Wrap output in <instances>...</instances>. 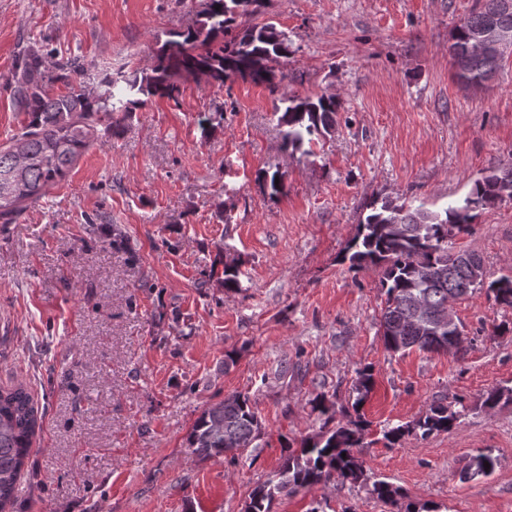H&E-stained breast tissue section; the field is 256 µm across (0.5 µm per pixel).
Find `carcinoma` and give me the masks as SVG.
<instances>
[{
  "instance_id": "obj_1",
  "label": "carcinoma",
  "mask_w": 512,
  "mask_h": 512,
  "mask_svg": "<svg viewBox=\"0 0 512 512\" xmlns=\"http://www.w3.org/2000/svg\"><path fill=\"white\" fill-rule=\"evenodd\" d=\"M259 0H205L198 26L175 32L155 53L150 72L140 78L102 81L105 90L94 98L69 82L78 73L76 62H56L49 71L43 56L27 51L19 56L13 81L16 102L27 114L21 134L0 146V222L11 224L47 191L60 183L71 167L97 139L98 126L117 112L128 113L142 103L138 96L174 99L178 79L204 76L224 82L232 76L267 83L275 88L285 79L270 63L288 57L287 34L272 22L252 24L250 6ZM494 25L512 31V9L502 0H478L475 10L457 25L448 47L450 56L467 52L473 31ZM494 55H472L467 69L455 77L467 88H479L499 67ZM58 82L66 91H55ZM280 121L288 127L283 146L298 149L305 137L330 134L336 127L340 103L333 96L297 98L286 93ZM512 200V165L485 172L473 182L464 198L442 210H431L388 196L372 197L357 233L348 242L341 261L351 269L381 268L379 285L385 296L379 327L387 350L397 353L414 347L438 352L448 343V330L431 316L448 304L477 290H486L495 301L512 308V277L488 281L479 270L483 261L472 251L455 250L448 238L467 234L477 212ZM375 385L373 370L357 372V397L345 420L336 427L300 439L288 446V455L268 479L249 495L245 512H271L283 494L325 484L337 477L359 484L378 500L398 503L399 489L390 482L367 476L355 449L368 429L362 407ZM512 398V388L487 393L483 408L492 411ZM459 413L441 402L432 403L416 421L383 430L382 440L392 448L405 437L425 438L449 433ZM41 429V415L29 389L23 384L0 388V512L14 505L16 488L29 459L33 440ZM260 432V422L249 397L233 394L212 404L196 419L186 438V447L203 457L219 456L227 448H250ZM490 467H484V463ZM497 459L489 450L472 458L461 479L487 475Z\"/></svg>"
}]
</instances>
